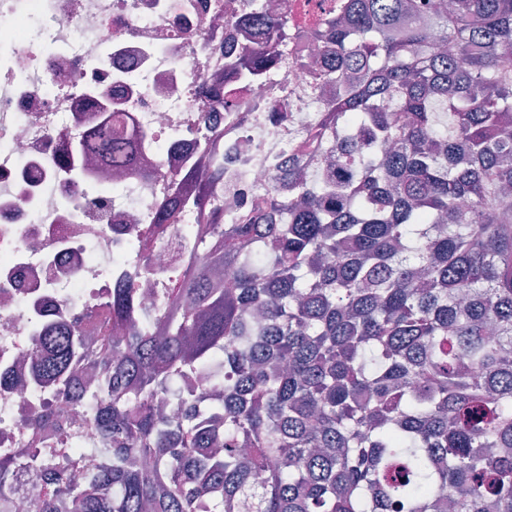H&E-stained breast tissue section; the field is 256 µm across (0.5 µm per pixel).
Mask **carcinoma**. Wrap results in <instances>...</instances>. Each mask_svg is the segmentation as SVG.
Masks as SVG:
<instances>
[{
	"label": "carcinoma",
	"instance_id": "cac0c4a2",
	"mask_svg": "<svg viewBox=\"0 0 512 512\" xmlns=\"http://www.w3.org/2000/svg\"><path fill=\"white\" fill-rule=\"evenodd\" d=\"M251 19L263 40L228 61L243 82L288 44V13ZM319 24L345 94L304 149L346 177L295 163L288 195L227 224L203 138L206 166L167 175L160 223L182 203L201 224L169 310L146 322L117 288L94 335L29 353L90 404L103 465L21 448L0 458V512L20 471L41 486L30 512H512V0H350ZM94 96L73 154L130 171ZM221 358L219 393L190 383Z\"/></svg>",
	"mask_w": 512,
	"mask_h": 512
}]
</instances>
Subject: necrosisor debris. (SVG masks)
Here are the masks:
<instances>
[{"instance_id":"necrosis-or-debris-1","label":"necrosis or debris","mask_w":512,"mask_h":512,"mask_svg":"<svg viewBox=\"0 0 512 512\" xmlns=\"http://www.w3.org/2000/svg\"><path fill=\"white\" fill-rule=\"evenodd\" d=\"M272 2L291 19L287 58L230 106L221 91L238 78L225 62L241 49L251 0H0V456L27 443L30 415L63 404L24 356L36 339L92 332L88 311L128 284L142 289L143 311L166 300L197 215L183 209L156 229L170 194L165 176L182 169L200 137L224 141L219 201L232 223L274 188L335 98L320 75L332 57L299 29L349 0ZM91 85L110 95L157 179L74 169L71 141L98 112ZM142 250L154 258L148 277L136 261ZM40 439L47 451L96 464L90 431L48 425Z\"/></svg>"}]
</instances>
